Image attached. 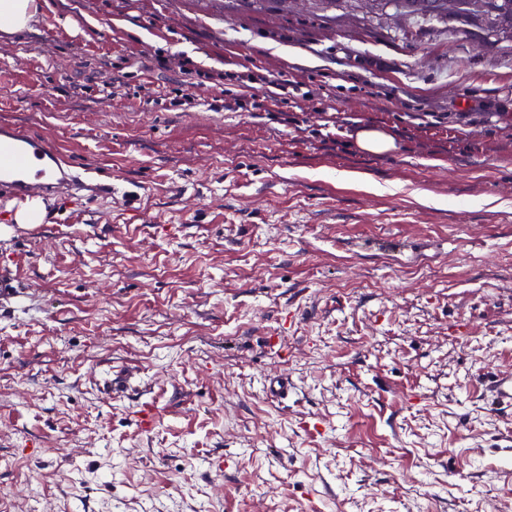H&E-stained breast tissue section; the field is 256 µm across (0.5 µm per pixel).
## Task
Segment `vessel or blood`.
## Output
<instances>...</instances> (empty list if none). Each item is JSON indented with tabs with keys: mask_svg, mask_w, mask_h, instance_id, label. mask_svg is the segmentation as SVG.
Wrapping results in <instances>:
<instances>
[{
	"mask_svg": "<svg viewBox=\"0 0 512 512\" xmlns=\"http://www.w3.org/2000/svg\"><path fill=\"white\" fill-rule=\"evenodd\" d=\"M0 191L24 201L61 193L76 196L90 191L94 195L118 200L125 208L137 203V196L120 190L117 183L101 178L96 170L75 164L45 137L12 124L0 125ZM20 277L10 263L0 265V301L17 297ZM135 376L130 370L112 369L103 388L112 396L128 395ZM294 390L288 374L274 373L265 381V392L275 401H285Z\"/></svg>",
	"mask_w": 512,
	"mask_h": 512,
	"instance_id": "obj_1",
	"label": "vessel or blood"
}]
</instances>
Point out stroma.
<instances>
[{"label": "stroma", "instance_id": "35a3bbf8", "mask_svg": "<svg viewBox=\"0 0 512 512\" xmlns=\"http://www.w3.org/2000/svg\"><path fill=\"white\" fill-rule=\"evenodd\" d=\"M229 71L311 96L228 111ZM2 123L140 203L56 196L0 237L25 285L0 512H512V410L483 393L512 375V31L389 0H45L0 33ZM356 143L364 151L378 154L394 148L393 139L376 129H363L356 133ZM108 378L104 381L103 389L111 396L122 397L133 390L134 373L120 367L110 370ZM294 391V382L288 373H274L265 380V392L272 400L284 402Z\"/></svg>", "mask_w": 512, "mask_h": 512}]
</instances>
